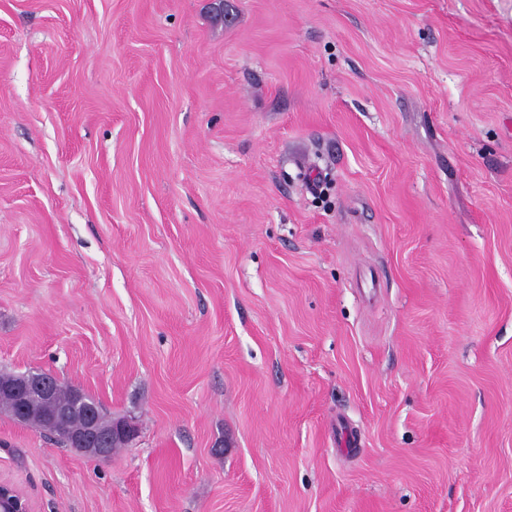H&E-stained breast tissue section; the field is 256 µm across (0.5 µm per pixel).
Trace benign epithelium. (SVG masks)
<instances>
[{
    "mask_svg": "<svg viewBox=\"0 0 512 512\" xmlns=\"http://www.w3.org/2000/svg\"><path fill=\"white\" fill-rule=\"evenodd\" d=\"M15 401L17 413L23 417L34 416L37 403L51 396L49 373L30 370L14 375V381L5 388ZM76 406L83 409L85 428L79 435L69 437L73 450L95 461H103L112 455L111 448L127 447L139 436L135 418L113 416L108 425L102 424V416L90 405L92 396L82 388H75ZM0 512H32L28 499L12 484L0 480Z\"/></svg>",
    "mask_w": 512,
    "mask_h": 512,
    "instance_id": "obj_1",
    "label": "benign epithelium"
}]
</instances>
